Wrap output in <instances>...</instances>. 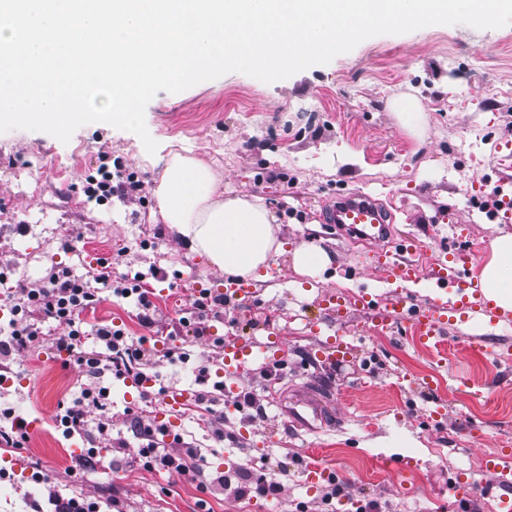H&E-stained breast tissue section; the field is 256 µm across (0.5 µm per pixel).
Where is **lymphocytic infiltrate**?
I'll return each mask as SVG.
<instances>
[{"label": "lymphocytic infiltrate", "instance_id": "1", "mask_svg": "<svg viewBox=\"0 0 512 512\" xmlns=\"http://www.w3.org/2000/svg\"><path fill=\"white\" fill-rule=\"evenodd\" d=\"M105 290L119 298L135 297L139 325L148 332H158L157 307L149 277L143 273L132 279L113 275L111 260L97 259L95 265L89 266L81 275L74 274L70 267L58 266L47 278L34 282H11L7 271L0 270V291L11 304L10 319L0 322V352L7 354L12 348L40 342L43 323L52 322L63 329L57 337L58 344L74 357L87 376L108 372L119 379L137 383L147 381L144 368L149 356L139 340L111 324L94 325L88 332L83 329L81 314L94 308ZM224 304L223 296L209 290L191 293L179 322L193 325L195 336H203L209 319L223 315ZM86 333L93 336L94 345L78 349L77 343ZM133 425L139 429L141 438L137 458L151 459L177 476L196 481L200 492L208 491V484L201 479L204 465L195 449L188 447L182 452L170 453L158 446L151 425L138 418L134 419Z\"/></svg>", "mask_w": 512, "mask_h": 512}]
</instances>
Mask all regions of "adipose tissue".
<instances>
[{
    "mask_svg": "<svg viewBox=\"0 0 512 512\" xmlns=\"http://www.w3.org/2000/svg\"><path fill=\"white\" fill-rule=\"evenodd\" d=\"M153 195L170 231L225 277L257 278L283 250L273 214L258 198L224 195L216 162L172 153ZM476 286L484 305L512 311V233L494 238Z\"/></svg>",
    "mask_w": 512,
    "mask_h": 512,
    "instance_id": "ef3b65f1",
    "label": "adipose tissue"
}]
</instances>
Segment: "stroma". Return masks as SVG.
<instances>
[{
	"label": "stroma",
	"instance_id": "1",
	"mask_svg": "<svg viewBox=\"0 0 512 512\" xmlns=\"http://www.w3.org/2000/svg\"><path fill=\"white\" fill-rule=\"evenodd\" d=\"M396 99L422 112L419 134L399 122L390 107ZM145 124L157 143L149 163L137 135L105 123L79 127L66 143L37 131L0 133V265L30 281L57 263L83 273L98 257H118L120 271L131 274L157 265L165 274L154 284L158 317L171 326L189 288L227 281L163 224L153 189L170 152L216 160L225 193L256 196L276 216L284 251L260 269L253 308L213 320L210 332L230 339L256 324L284 333L288 359L271 378L264 362L250 365L239 391L253 400L231 410L219 394L211 411L170 413L161 396L144 401V388L105 375L112 431L104 440L92 427L66 434L59 421L62 406L76 403L88 383L66 351L51 343L13 351L0 385V426L21 418L34 428L23 448L0 447V468L9 472L0 480V512H47L52 491L98 503L102 512H362L370 502L378 512H454L453 485L479 479L478 457H497L512 481V324L470 321L441 347L426 348L389 330L374 333L356 312L340 328L354 352L336 364L317 359L324 337L313 325L314 303L328 291L367 289L416 303L429 293L421 283L385 282L370 267L369 246L322 223L320 206L336 195L370 194L390 210L395 230L413 234L434 255L447 254L456 230L482 259L500 231L512 232V218L494 206L496 166L512 152V24L378 35L273 83L231 72L176 94L161 91L146 107ZM102 165L143 181L142 201H88L86 180ZM59 224L76 237L74 248L54 235ZM302 243L333 255L327 283L312 285L293 271L289 253ZM136 313L134 299L106 294L83 319L125 327L144 337L148 351L172 349V358L152 366L165 389L199 390L198 366L207 355L210 379L218 381L222 355L212 337L191 346L178 334L158 341L143 336ZM309 390L333 405L335 426L274 434L278 409L270 394L291 405ZM148 403L162 446H194L210 475L231 464L251 478L279 479V497L239 499L218 486L204 495L162 466L133 461L129 414ZM215 413L224 418L220 439L209 424ZM92 448L111 470L78 475ZM309 453L332 471L315 491L297 465ZM390 457L407 468L388 466ZM16 459L21 468H13Z\"/></svg>",
	"mask_w": 512,
	"mask_h": 512
}]
</instances>
